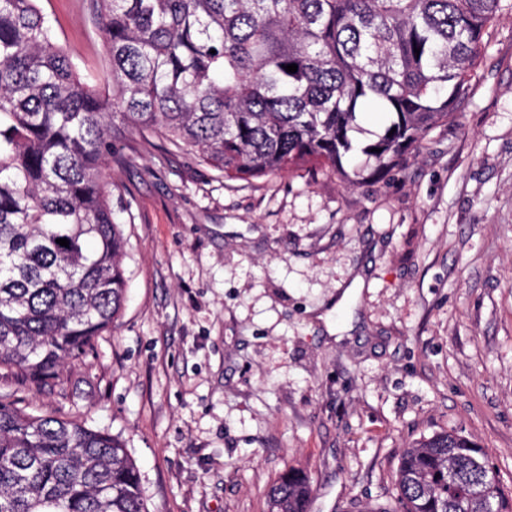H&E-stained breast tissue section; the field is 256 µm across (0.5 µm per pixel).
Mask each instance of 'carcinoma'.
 <instances>
[{
	"label": "carcinoma",
	"instance_id": "obj_1",
	"mask_svg": "<svg viewBox=\"0 0 512 512\" xmlns=\"http://www.w3.org/2000/svg\"><path fill=\"white\" fill-rule=\"evenodd\" d=\"M505 10L509 0H95L109 69L90 84L39 0H0V371L21 391L55 379L124 310L106 170L124 161L114 146L127 134L160 132L231 179L336 172L373 106L389 121L362 153L383 174L458 122ZM487 461L453 431L405 449L401 512H512ZM310 497L292 471L270 487L269 512H308ZM0 512L146 507L118 437L0 397Z\"/></svg>",
	"mask_w": 512,
	"mask_h": 512
}]
</instances>
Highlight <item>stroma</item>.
Segmentation results:
<instances>
[{"label": "stroma", "instance_id": "1", "mask_svg": "<svg viewBox=\"0 0 512 512\" xmlns=\"http://www.w3.org/2000/svg\"><path fill=\"white\" fill-rule=\"evenodd\" d=\"M39 5L102 76L94 0ZM460 112L383 175L353 153L351 186L229 180L129 135L111 170L125 309L26 406L118 436L147 512H268L291 471L310 512H396L403 449L451 430L511 487L512 12Z\"/></svg>", "mask_w": 512, "mask_h": 512}]
</instances>
